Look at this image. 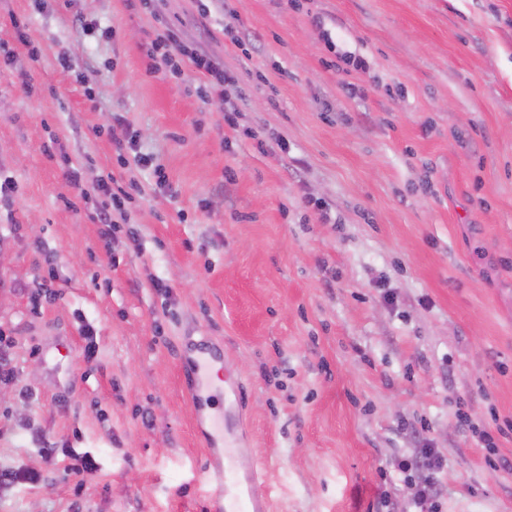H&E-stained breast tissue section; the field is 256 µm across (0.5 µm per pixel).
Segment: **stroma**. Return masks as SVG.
Listing matches in <instances>:
<instances>
[{
  "instance_id": "35a3bbf8",
  "label": "stroma",
  "mask_w": 512,
  "mask_h": 512,
  "mask_svg": "<svg viewBox=\"0 0 512 512\" xmlns=\"http://www.w3.org/2000/svg\"><path fill=\"white\" fill-rule=\"evenodd\" d=\"M167 25L239 76L235 126L147 72ZM0 44V472L42 474L0 512H209L190 338L273 512H405L426 446L442 512H512V437L477 436L512 422V0H0ZM99 188L107 199L102 200L100 202L97 208V219L98 223L102 224L103 226V236L107 237L108 235H110L113 224L110 207L119 206L121 203L120 195L125 196L126 192L119 186L117 187V192H114V190L107 181H103ZM185 355L191 367V375L185 378L186 388L193 397L200 400L204 388L209 387L208 374L212 364L221 361L220 353L206 344H188Z\"/></svg>"
}]
</instances>
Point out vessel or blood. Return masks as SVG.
Returning <instances> with one entry per match:
<instances>
[{"label": "vessel or blood", "mask_w": 512, "mask_h": 512, "mask_svg": "<svg viewBox=\"0 0 512 512\" xmlns=\"http://www.w3.org/2000/svg\"><path fill=\"white\" fill-rule=\"evenodd\" d=\"M191 374L185 379L186 388L193 397H200L208 387V374L214 362L219 361L218 350L206 344H189L185 347ZM209 440L224 443V474L219 480L218 497L221 504L217 512H268L269 506L260 492L266 476L265 466L255 464L243 469L238 465L241 450L233 433L230 411L208 415Z\"/></svg>", "instance_id": "vessel-or-blood-1"}]
</instances>
